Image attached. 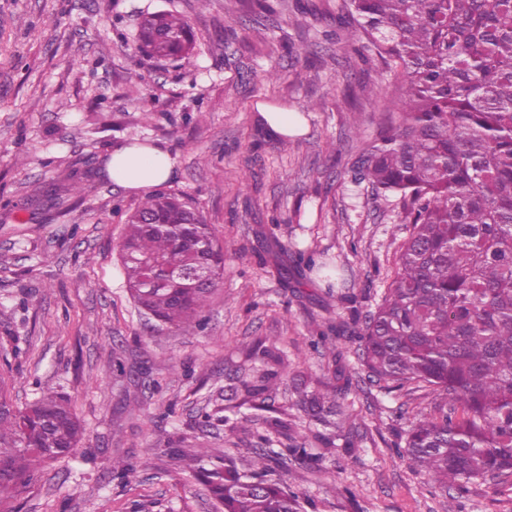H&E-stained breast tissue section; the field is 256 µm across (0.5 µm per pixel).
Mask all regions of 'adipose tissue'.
Listing matches in <instances>:
<instances>
[{
    "label": "adipose tissue",
    "mask_w": 512,
    "mask_h": 512,
    "mask_svg": "<svg viewBox=\"0 0 512 512\" xmlns=\"http://www.w3.org/2000/svg\"><path fill=\"white\" fill-rule=\"evenodd\" d=\"M107 170L115 184L146 193L170 178L172 163L161 147L135 141L113 151Z\"/></svg>",
    "instance_id": "ef3b65f1"
}]
</instances>
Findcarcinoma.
I'll use <instances>...</instances> for the list:
<instances>
[{"label":"carcinoma","instance_id":"1","mask_svg":"<svg viewBox=\"0 0 512 512\" xmlns=\"http://www.w3.org/2000/svg\"><path fill=\"white\" fill-rule=\"evenodd\" d=\"M341 19L401 84L396 117L381 126L351 168L396 198L402 243L394 276L368 319L354 310L336 337L358 344L368 376L388 391L430 387L440 397L414 417L405 453L439 483L512 476V0H341ZM139 49L179 60L193 35L184 19L156 12L140 24ZM78 182L44 190L43 205L64 204ZM153 215L161 224H144ZM119 255L134 302L157 322L177 325L205 307L224 271V251L203 215L174 194L155 192L125 222ZM205 264L210 285L176 288L165 275ZM312 259L276 267L288 287ZM288 373L276 345L253 342L225 375L224 426L241 428L239 409L263 412L259 440L270 448L242 463H215L203 450L191 468L221 512H299L295 495L268 477L269 462L320 461L358 414L338 382L302 381L298 404L316 429L296 442L288 413L275 405ZM0 494L31 477L29 458L54 461L76 447L82 428L67 401L44 395L23 410L0 400ZM277 444L278 449L271 448ZM319 446L324 453L308 449Z\"/></svg>","mask_w":512,"mask_h":512}]
</instances>
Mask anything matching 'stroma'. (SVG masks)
<instances>
[{
	"label": "stroma",
	"instance_id": "stroma-1",
	"mask_svg": "<svg viewBox=\"0 0 512 512\" xmlns=\"http://www.w3.org/2000/svg\"><path fill=\"white\" fill-rule=\"evenodd\" d=\"M338 0H0V388L22 409L51 393L81 426L72 454L41 465L7 499L11 512H216L185 467L207 449L252 456L260 425L224 426V376L264 338L288 352L276 404L306 433L302 376L346 367L344 401L358 415L354 453L319 466L273 464L301 512H512V478L443 486L404 453L430 388L387 392L345 339L311 349L346 317L343 297L374 309L406 235L393 200L352 183L348 169L388 115L397 79L356 43L336 38ZM190 24L181 61L139 52L144 15ZM380 89L351 104L357 83ZM301 113L307 130L281 141L262 107ZM173 160L166 192L182 195L224 243V276L202 313L182 325L142 316L118 246L143 194L106 172L132 139ZM83 175L80 198L39 210V189ZM313 254L316 268L286 289L268 265ZM124 461L133 470L113 473Z\"/></svg>",
	"mask_w": 512,
	"mask_h": 512
}]
</instances>
